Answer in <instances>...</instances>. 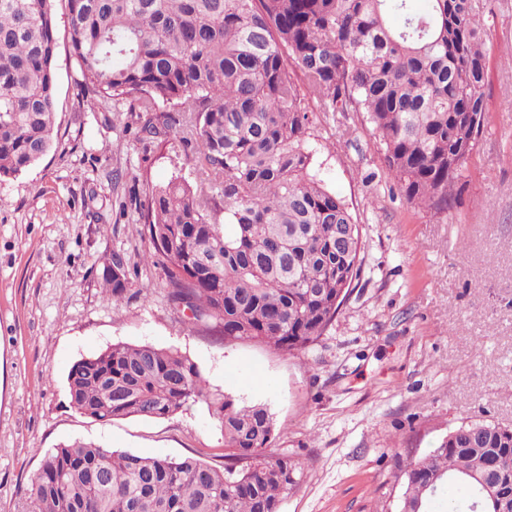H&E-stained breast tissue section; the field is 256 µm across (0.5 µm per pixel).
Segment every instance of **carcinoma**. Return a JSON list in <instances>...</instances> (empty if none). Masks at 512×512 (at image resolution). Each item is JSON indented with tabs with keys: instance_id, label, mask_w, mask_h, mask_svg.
I'll use <instances>...</instances> for the list:
<instances>
[{
	"instance_id": "obj_1",
	"label": "carcinoma",
	"mask_w": 512,
	"mask_h": 512,
	"mask_svg": "<svg viewBox=\"0 0 512 512\" xmlns=\"http://www.w3.org/2000/svg\"><path fill=\"white\" fill-rule=\"evenodd\" d=\"M55 0H0V179L51 149ZM77 96L127 106L140 133L193 148L192 176L138 203L173 307L226 341L283 352L315 343L361 267L345 200L315 167L306 102L362 112L388 173L413 205L453 208L485 126L489 47L482 0H66ZM400 18V25L390 20ZM103 291H128L124 260ZM71 406L101 422L166 418L199 401L217 417L236 472L192 457L143 456L75 439L48 450L21 512H279L298 463L268 456L261 404L206 392L187 355L116 342L75 362ZM494 475L486 490L472 476ZM399 512H430L461 486L467 512H512V428L466 421L404 466Z\"/></svg>"
}]
</instances>
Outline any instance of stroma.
<instances>
[{
  "mask_svg": "<svg viewBox=\"0 0 512 512\" xmlns=\"http://www.w3.org/2000/svg\"><path fill=\"white\" fill-rule=\"evenodd\" d=\"M485 20L487 122L449 216L407 203L362 113L308 105L315 163L361 227L362 266L319 341L286 353L225 342L169 304L130 198L189 176L192 150L174 134L142 138L135 113L79 107L56 0L58 135L39 163L0 181V512H19L43 454L73 439L227 464L206 404L109 423L71 406L72 364L115 342L179 350L210 393L267 406L271 453L302 472L280 512H397L402 466L457 423L512 428V0H486ZM115 254L130 278L118 304L102 285Z\"/></svg>",
  "mask_w": 512,
  "mask_h": 512,
  "instance_id": "obj_1",
  "label": "stroma"
}]
</instances>
